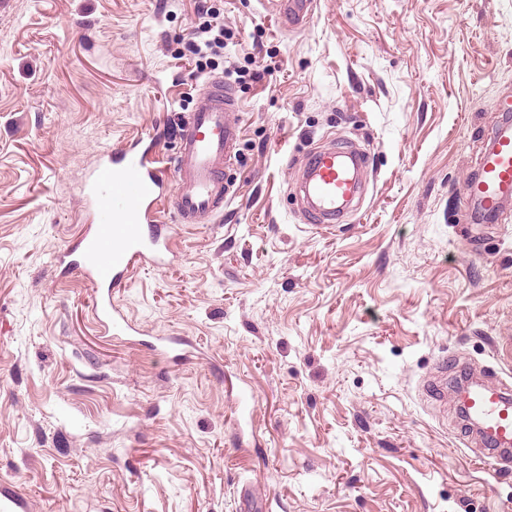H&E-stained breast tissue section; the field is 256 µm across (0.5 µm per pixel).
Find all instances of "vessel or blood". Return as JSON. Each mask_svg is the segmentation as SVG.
<instances>
[{"label":"vessel or blood","instance_id":"vessel-or-blood-1","mask_svg":"<svg viewBox=\"0 0 512 512\" xmlns=\"http://www.w3.org/2000/svg\"><path fill=\"white\" fill-rule=\"evenodd\" d=\"M280 17L291 30L305 27L313 17L316 0H279ZM237 98L223 79L207 82L193 112L184 123L173 166H166L134 146L111 149L93 169L85 205L94 213H111V221L89 224L59 260L61 273L80 271L96 292L93 311L113 330L127 335L137 327L115 307L106 290L118 287L143 262L163 267L171 261L170 227L158 223L162 206L172 204L182 223L202 224L224 207L225 168L239 139L233 119ZM366 156L343 144L313 152L305 161L298 192L307 203L314 224L342 223L359 204V174ZM176 185H169V171ZM468 200L477 202L490 217L498 216L512 199V122L493 135L491 149L480 162L478 174L466 185ZM460 387L468 420L479 422L484 450L503 465L512 464V386L465 383L461 364L440 368L431 392L441 394L447 383Z\"/></svg>","mask_w":512,"mask_h":512}]
</instances>
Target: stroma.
I'll return each mask as SVG.
<instances>
[{
	"label": "stroma",
	"instance_id": "35a3bbf8",
	"mask_svg": "<svg viewBox=\"0 0 512 512\" xmlns=\"http://www.w3.org/2000/svg\"><path fill=\"white\" fill-rule=\"evenodd\" d=\"M223 53L185 49L205 23ZM240 108L223 214L173 229L105 330L58 274L100 154L172 159L207 77ZM512 112V0H0V498L22 512H512L443 360L512 379V207L465 182ZM364 153L344 223L307 221L308 155ZM159 336L175 337L170 352ZM279 7L283 25L289 30H298L305 27L313 17L317 7L315 0H280L276 2Z\"/></svg>",
	"mask_w": 512,
	"mask_h": 512
}]
</instances>
